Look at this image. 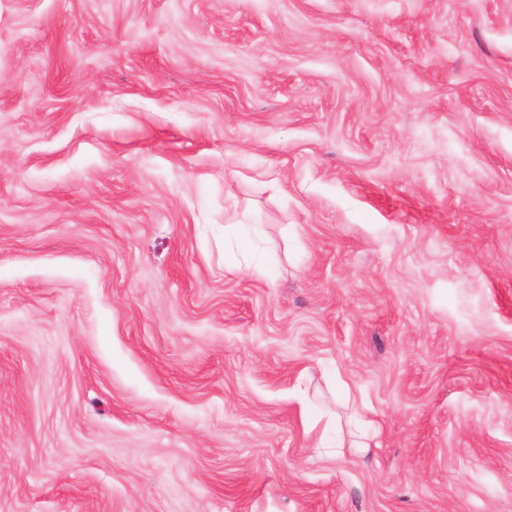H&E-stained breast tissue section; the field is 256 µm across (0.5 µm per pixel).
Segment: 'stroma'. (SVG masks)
<instances>
[{
	"instance_id": "35a3bbf8",
	"label": "stroma",
	"mask_w": 512,
	"mask_h": 512,
	"mask_svg": "<svg viewBox=\"0 0 512 512\" xmlns=\"http://www.w3.org/2000/svg\"><path fill=\"white\" fill-rule=\"evenodd\" d=\"M0 512H512V0H0Z\"/></svg>"
}]
</instances>
